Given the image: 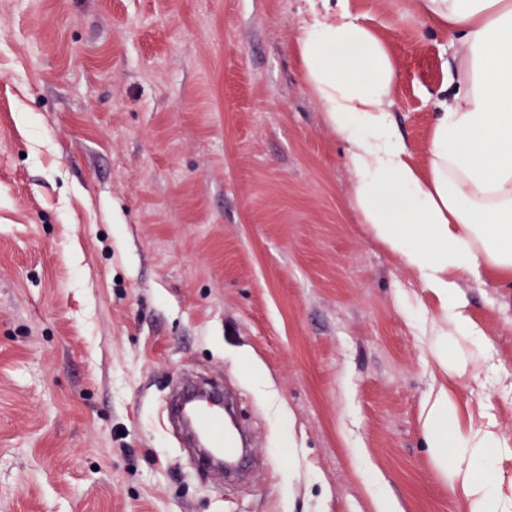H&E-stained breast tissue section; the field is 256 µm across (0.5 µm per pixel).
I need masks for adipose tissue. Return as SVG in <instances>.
Masks as SVG:
<instances>
[{
	"instance_id": "obj_1",
	"label": "adipose tissue",
	"mask_w": 512,
	"mask_h": 512,
	"mask_svg": "<svg viewBox=\"0 0 512 512\" xmlns=\"http://www.w3.org/2000/svg\"><path fill=\"white\" fill-rule=\"evenodd\" d=\"M293 50L302 79L345 146L353 206L374 240L415 271L439 304L434 356L445 372L469 367L449 355L454 337L481 340L461 282L512 285V0H416L454 48L453 92L437 105L424 164L393 119L396 64L348 0H307ZM437 460L458 458L450 484L467 512H498L490 468L504 437L495 423L462 426L447 389L423 406Z\"/></svg>"
}]
</instances>
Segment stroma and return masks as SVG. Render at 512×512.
Wrapping results in <instances>:
<instances>
[{
	"label": "stroma",
	"instance_id": "1",
	"mask_svg": "<svg viewBox=\"0 0 512 512\" xmlns=\"http://www.w3.org/2000/svg\"><path fill=\"white\" fill-rule=\"evenodd\" d=\"M350 4L425 156L450 40L414 0ZM306 9L0 0V512H374L372 477L402 512H466L422 431L442 384L512 442V288L465 281L487 362L443 373L436 305L360 224L302 81ZM187 372L238 388L246 482L170 430Z\"/></svg>",
	"mask_w": 512,
	"mask_h": 512
}]
</instances>
